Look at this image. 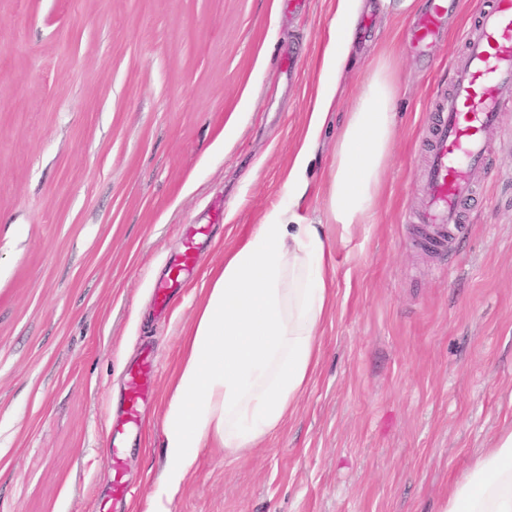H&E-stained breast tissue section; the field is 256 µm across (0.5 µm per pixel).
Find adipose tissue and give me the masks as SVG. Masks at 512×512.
Listing matches in <instances>:
<instances>
[{"instance_id": "adipose-tissue-1", "label": "adipose tissue", "mask_w": 512, "mask_h": 512, "mask_svg": "<svg viewBox=\"0 0 512 512\" xmlns=\"http://www.w3.org/2000/svg\"><path fill=\"white\" fill-rule=\"evenodd\" d=\"M362 0H337L323 80L303 143L285 182L286 200L225 253L205 294L170 381L163 415L167 465L151 512L169 506L194 469L198 449L245 453L277 433L312 379L319 330L332 303V246L373 215L395 138V89L387 67L371 72L354 98L326 177L324 221L299 212L307 174L354 40ZM440 512H512V428L453 480Z\"/></svg>"}]
</instances>
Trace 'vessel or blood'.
<instances>
[{"instance_id": "vessel-or-blood-1", "label": "vessel or blood", "mask_w": 512, "mask_h": 512, "mask_svg": "<svg viewBox=\"0 0 512 512\" xmlns=\"http://www.w3.org/2000/svg\"><path fill=\"white\" fill-rule=\"evenodd\" d=\"M455 0H432L410 35V44L425 46L439 32ZM454 82L435 104L425 169L427 198L419 215L426 243L447 248L466 228L465 219L478 194L477 172L489 165L485 132L494 126L503 106L512 100V0H477L462 52L454 60ZM196 265L194 247H187L174 276L156 284L158 306H167L180 277ZM156 371L152 358L132 367L126 380L122 424L137 426L140 406L151 392Z\"/></svg>"}]
</instances>
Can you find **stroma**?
I'll list each match as a JSON object with an SVG mask.
<instances>
[{
  "mask_svg": "<svg viewBox=\"0 0 512 512\" xmlns=\"http://www.w3.org/2000/svg\"><path fill=\"white\" fill-rule=\"evenodd\" d=\"M287 2L0 0V512H110V428L149 355L142 426L118 439L122 512H148L202 287L282 201L315 104L336 0ZM429 6L365 0L312 163L301 212L315 220L345 114L388 61L394 147L371 222L333 242L315 375L250 453L199 449L170 512H438L512 426V105L486 133L467 230L425 247L429 114L476 0L418 51L406 37ZM204 225L194 273L157 313L156 282Z\"/></svg>",
  "mask_w": 512,
  "mask_h": 512,
  "instance_id": "obj_1",
  "label": "stroma"
}]
</instances>
